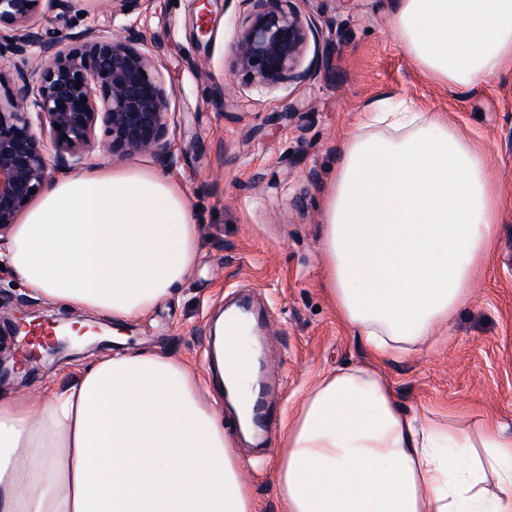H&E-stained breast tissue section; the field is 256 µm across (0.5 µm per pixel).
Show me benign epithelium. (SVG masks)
Here are the masks:
<instances>
[{
	"mask_svg": "<svg viewBox=\"0 0 512 512\" xmlns=\"http://www.w3.org/2000/svg\"><path fill=\"white\" fill-rule=\"evenodd\" d=\"M244 18L230 43L234 73L251 85L276 89L310 78L302 68L314 30L292 0H240ZM31 7H25V4ZM65 16L73 0H0V57L18 63L21 98L0 105V235L9 232L41 193L50 164L88 165L97 147L96 128L114 156L149 154L175 164L170 129L172 93L154 65L159 45L134 27L114 36L81 31L68 41L47 37L39 24L43 6ZM50 137L54 158L34 126ZM36 193H30V190ZM73 337H52L30 355L32 368L72 351Z\"/></svg>",
	"mask_w": 512,
	"mask_h": 512,
	"instance_id": "obj_1",
	"label": "benign epithelium"
}]
</instances>
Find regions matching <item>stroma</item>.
<instances>
[{
    "label": "stroma",
    "instance_id": "stroma-1",
    "mask_svg": "<svg viewBox=\"0 0 512 512\" xmlns=\"http://www.w3.org/2000/svg\"><path fill=\"white\" fill-rule=\"evenodd\" d=\"M314 35L303 65L312 76L273 90L245 84L228 49L243 18L239 0H143L129 15L109 0H76L66 17L44 10L43 32L62 39L93 29L135 26L159 40L156 68L172 88L170 138L180 180L201 238L199 258L172 299L144 318L119 324L112 350L154 352L206 374L213 317L231 294L265 306L266 369L279 389L267 403L277 417L318 373L358 363L357 336L346 330L321 287L322 201L345 137L359 112L386 97H406L443 112L464 135L479 139L498 173L505 212L497 248L470 301L446 336L386 360L383 371L409 408L479 418L512 427V65L493 82L451 89L425 77L393 41V0H293ZM33 312L31 333L9 331L7 317ZM84 312L47 305L10 270L0 269V351L26 366L38 334ZM241 477L256 512H280L273 462L240 443Z\"/></svg>",
    "mask_w": 512,
    "mask_h": 512
}]
</instances>
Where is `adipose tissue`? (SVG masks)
<instances>
[{
	"instance_id": "1",
	"label": "adipose tissue",
	"mask_w": 512,
	"mask_h": 512,
	"mask_svg": "<svg viewBox=\"0 0 512 512\" xmlns=\"http://www.w3.org/2000/svg\"><path fill=\"white\" fill-rule=\"evenodd\" d=\"M389 30L430 80L483 85L512 61V0H396ZM321 286L366 361L317 376L281 423L282 512H512V433L491 416L399 404L380 361L447 325L490 262L500 181L439 112L379 99L345 139L323 199ZM200 239L165 172L100 164L48 182L0 263L51 305L117 323L172 295ZM246 400L255 362L225 336ZM198 374L166 355L105 356L39 396L0 388V512H254Z\"/></svg>"
}]
</instances>
